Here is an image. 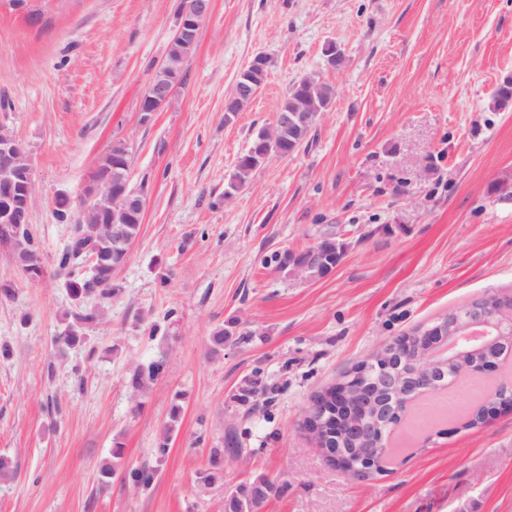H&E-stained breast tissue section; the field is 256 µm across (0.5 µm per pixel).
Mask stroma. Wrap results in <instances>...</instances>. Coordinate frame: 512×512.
<instances>
[{
	"label": "stroma",
	"instance_id": "1",
	"mask_svg": "<svg viewBox=\"0 0 512 512\" xmlns=\"http://www.w3.org/2000/svg\"><path fill=\"white\" fill-rule=\"evenodd\" d=\"M181 4L0 0V122L31 152L28 228L46 267L28 279L0 241V456L16 466L0 512H224L229 489L260 473L284 486L262 512H512V411L421 431L366 480L326 464L301 428L314 392L383 341L512 297V107H492L512 77V0H212L172 100L144 125ZM330 42L343 68H327ZM260 53V93L225 121ZM305 77L335 90L311 139L225 196L253 133ZM117 140L147 194L143 223L112 272L120 292L63 349L56 336L97 304H76L54 274L70 235L54 199L80 200ZM326 234L349 245L329 275L276 271L275 252ZM151 362L160 374L133 395L132 370ZM230 434L240 455L203 485ZM144 467L153 481L133 486Z\"/></svg>",
	"mask_w": 512,
	"mask_h": 512
}]
</instances>
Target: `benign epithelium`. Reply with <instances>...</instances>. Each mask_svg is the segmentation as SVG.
Returning <instances> with one entry per match:
<instances>
[{
  "instance_id": "1",
  "label": "benign epithelium",
  "mask_w": 512,
  "mask_h": 512,
  "mask_svg": "<svg viewBox=\"0 0 512 512\" xmlns=\"http://www.w3.org/2000/svg\"><path fill=\"white\" fill-rule=\"evenodd\" d=\"M211 0H182L177 16L174 41L182 55H191L196 42V30L211 11ZM327 66L333 70L345 64L343 53L333 43L323 49ZM180 60L171 56L155 70L139 107L140 120L146 124L155 112L165 107L172 98L177 81L173 74ZM257 94L253 81H235L231 95L225 101L224 111L240 100ZM300 121V111L275 116L271 126L262 130L264 140L276 142L278 130H293ZM129 180L115 181L112 169L94 167L90 173L84 196L77 204L83 224L94 216L100 224H123L128 216L141 213L146 205L143 192L128 189ZM35 179L27 147L19 142L9 128L0 123V225L15 224L28 228L29 211L34 194ZM329 254L318 245L311 246L306 257L293 263L291 275L311 280L310 271L328 264ZM466 315L453 313L413 336L386 341L376 356L348 373L336 384V411L357 408L364 419L336 420V439L347 438L359 445L362 465L347 464L343 448H326L324 452L348 476L364 480L376 473L378 459L387 447L386 433L392 432L404 419L409 407L421 393L432 392L433 386L444 376V366L454 367L448 387L456 389L461 382L496 375L503 365L512 362V335L504 333L503 324L512 322V301L505 298H476L465 304ZM496 349L499 354L481 363H471L467 356L475 351ZM409 358L415 364L414 373L404 378L396 362ZM512 410V378H499L495 387L481 400L478 410L487 419L500 409ZM304 431L316 443H321L328 431L324 413L316 402H311L302 422Z\"/></svg>"
}]
</instances>
